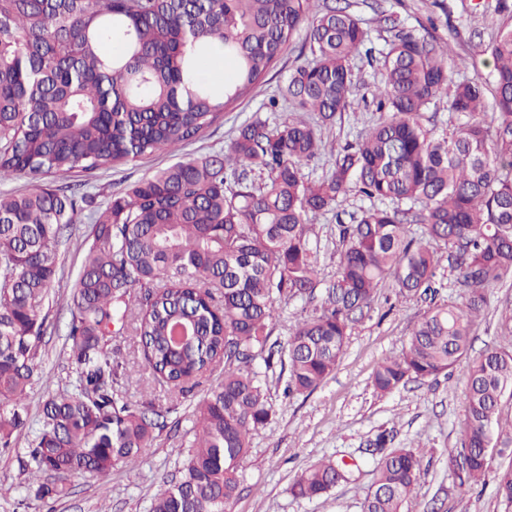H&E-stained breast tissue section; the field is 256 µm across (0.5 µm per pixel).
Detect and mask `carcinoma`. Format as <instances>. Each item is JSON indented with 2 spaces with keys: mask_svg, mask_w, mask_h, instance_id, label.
Here are the masks:
<instances>
[{
  "mask_svg": "<svg viewBox=\"0 0 512 512\" xmlns=\"http://www.w3.org/2000/svg\"><path fill=\"white\" fill-rule=\"evenodd\" d=\"M339 2L319 10L316 0H0V182L36 180L25 193H0L1 448L14 447L25 428L42 370V310L59 280L58 245L76 224H91L68 299L74 389L42 402L25 447L37 477H56L37 484V498L68 497L70 474L108 478L167 427L153 403L119 394L132 372L108 348L116 335L137 343L154 380L180 392L224 365V381L194 410L179 478L155 495L151 512H226L249 436L271 415L254 362L288 367V393L316 390L379 287L390 280L406 297L427 293L444 249L455 252L465 301L425 313L402 353L378 366L374 388L386 395L411 377H435L471 350L489 287L512 277V23L486 48L491 88L479 78L454 81L447 46L394 27L380 64L379 118L325 175L306 180L301 168L318 157L322 128L349 105L354 59L376 60L362 20ZM303 27L312 59L281 88L297 116L245 122L227 150L159 169L103 207L87 192L49 185L203 137L266 80ZM205 57L234 64L224 88L202 77ZM443 96L465 118L450 136L421 122ZM351 192L392 206L338 225L336 279L299 319L284 354L270 342L275 303L314 298L313 218ZM506 395L512 351L487 349L469 366L463 435L448 469L461 488L494 479L512 504V467L495 471L490 461L491 449L512 447V430L499 423ZM386 444L383 433L373 442L381 457L363 512H403L420 477V456ZM345 480L338 463L321 461L291 492L319 498Z\"/></svg>",
  "mask_w": 512,
  "mask_h": 512,
  "instance_id": "carcinoma-1",
  "label": "carcinoma"
}]
</instances>
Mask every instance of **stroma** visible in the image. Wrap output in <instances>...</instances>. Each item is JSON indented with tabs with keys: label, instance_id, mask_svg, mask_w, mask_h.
<instances>
[{
	"label": "stroma",
	"instance_id": "1",
	"mask_svg": "<svg viewBox=\"0 0 512 512\" xmlns=\"http://www.w3.org/2000/svg\"><path fill=\"white\" fill-rule=\"evenodd\" d=\"M352 12L365 22L372 45L387 50L392 25L398 24L419 37L433 38L448 46L457 67L458 80L494 79L493 63L485 48L502 22L512 17V0H348ZM305 32H298L268 81L234 111L225 113L221 125L203 138L172 152H161L95 173L92 190L100 202L126 189L142 177L175 161L226 149L242 123L262 119L277 123L287 118V103L270 108L289 71L306 63ZM358 87L350 106L321 133V153L305 165L309 178L322 176L331 159L377 119L374 95L381 85L380 67L356 61ZM369 200L348 194L338 208L318 216L311 245L324 279L335 278L341 253L338 225L352 223ZM88 225L59 248L63 277L49 291L44 309L55 332L45 337L44 373L29 391L25 416L36 426L40 405L48 393L69 390L73 379L65 350V330L70 318L67 298L81 268ZM489 302L476 320L473 353L491 346L512 350V338L504 328L512 320V278L494 284ZM431 301L399 296L392 283L383 284L373 307L355 325L347 338L344 356L336 370L312 393L291 397L283 393L286 377L273 371L266 377L268 399L274 412L250 438V448L240 471V493L228 512H361L364 494L373 480L374 458L368 454L371 439L382 430L393 438L394 447L414 449L423 459V471L405 512H506L495 481L471 490L457 488L448 472L447 456L460 444L463 430L461 396L469 358L460 359L448 373L409 381L388 395L372 385L377 366L398 356ZM224 378L223 368L201 378L181 395L175 413L177 433L162 434L145 449L136 464L117 465L107 485L83 475L71 477V493L59 501L37 499L26 464L25 438L16 448L0 453V512H150L155 494L164 482L175 479L187 455L185 444L193 427V409L211 387ZM329 458L357 461L359 468L350 482L336 486L320 498L295 497L291 485L296 475L314 462Z\"/></svg>",
	"mask_w": 512,
	"mask_h": 512
}]
</instances>
